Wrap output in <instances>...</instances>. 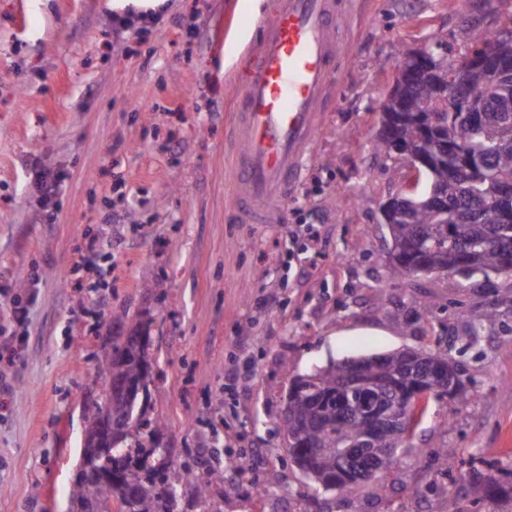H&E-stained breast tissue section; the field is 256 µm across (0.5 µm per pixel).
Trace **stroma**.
I'll list each match as a JSON object with an SVG mask.
<instances>
[{"label": "stroma", "mask_w": 512, "mask_h": 512, "mask_svg": "<svg viewBox=\"0 0 512 512\" xmlns=\"http://www.w3.org/2000/svg\"><path fill=\"white\" fill-rule=\"evenodd\" d=\"M171 2L121 25L111 0H0V318L15 301L30 309L25 341L0 338L13 374L0 512H75L98 357L139 321L162 445L202 449L205 471L213 449L241 456L244 475L212 476L223 512H438L446 446L512 471V277L390 279L379 206L406 169L373 149L398 59L424 42L458 59L470 24L495 27L512 0H336L338 83L281 224L239 223L224 156L226 108L271 0L256 13ZM44 172L61 179L47 203ZM95 238L102 253L78 265ZM481 305L496 321L473 336L459 312ZM435 345L461 364L466 398L452 415L430 402L423 455L388 473L384 499L314 494L277 431L292 377Z\"/></svg>", "instance_id": "stroma-1"}]
</instances>
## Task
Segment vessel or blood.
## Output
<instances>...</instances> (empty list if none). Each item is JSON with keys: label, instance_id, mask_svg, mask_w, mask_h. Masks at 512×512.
<instances>
[{"label": "vessel or blood", "instance_id": "obj_1", "mask_svg": "<svg viewBox=\"0 0 512 512\" xmlns=\"http://www.w3.org/2000/svg\"><path fill=\"white\" fill-rule=\"evenodd\" d=\"M334 0H274L232 101L234 205L248 224L283 223L288 194L336 86Z\"/></svg>", "mask_w": 512, "mask_h": 512}]
</instances>
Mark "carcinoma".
<instances>
[{
  "label": "carcinoma",
  "instance_id": "obj_1",
  "mask_svg": "<svg viewBox=\"0 0 512 512\" xmlns=\"http://www.w3.org/2000/svg\"><path fill=\"white\" fill-rule=\"evenodd\" d=\"M469 43L482 44L506 60H512V41L499 40L492 30L469 35ZM437 102L431 84L406 95L393 115V133L427 159L430 179L438 184L448 209L407 205L395 212L389 234L402 247V263L390 267L393 278L415 276L421 266H440L463 260L484 276L501 274L505 254L502 246L512 247V198L490 201L496 188L512 185V146L503 147L501 117H512V77H506L497 101L488 105L474 102L473 114L481 118L475 128L458 112L448 113V126L440 132L429 129ZM471 331L495 321L492 310L466 312ZM152 368L148 338L137 326L126 336L112 341V349L100 358L96 379L101 381L99 400L86 410L85 436H98L101 414L109 408V374L138 382ZM358 370V385L346 386L352 370ZM420 377L419 367L411 365L398 351L364 356L360 362L336 363L314 375L297 378L294 394L277 426L286 439L291 462L325 493H344L367 486L383 497L387 485L379 473L366 471L363 459L348 455L351 448H377L390 455L394 466L403 448L413 447L418 414L405 408V393ZM133 409L117 420L126 428L123 441L109 457L90 454L84 457L92 467L112 463L116 479L75 478L71 495L79 506L94 503L99 512H110L109 505L121 500L120 512H178L181 493L178 485H192L202 512H223L209 495L210 476L197 472L187 461L176 464L167 448L156 446L165 424ZM393 405L403 407L397 426L371 424L368 410L384 413ZM458 452L441 448L438 459L449 473V482L440 487V512H458L460 495L469 497L477 508L489 512H512V485L503 484L490 473L478 469L453 470Z\"/></svg>",
  "mask_w": 512,
  "mask_h": 512
}]
</instances>
